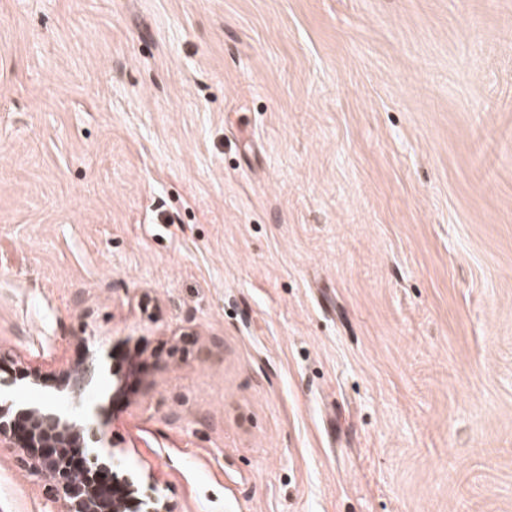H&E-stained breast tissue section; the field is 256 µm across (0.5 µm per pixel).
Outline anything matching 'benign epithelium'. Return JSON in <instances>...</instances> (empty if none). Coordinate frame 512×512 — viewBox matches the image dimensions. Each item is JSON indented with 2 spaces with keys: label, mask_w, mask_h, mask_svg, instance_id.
<instances>
[{
  "label": "benign epithelium",
  "mask_w": 512,
  "mask_h": 512,
  "mask_svg": "<svg viewBox=\"0 0 512 512\" xmlns=\"http://www.w3.org/2000/svg\"><path fill=\"white\" fill-rule=\"evenodd\" d=\"M95 367L87 362L60 375L58 390L81 398ZM18 446L30 475L48 482L49 498L61 512H171L157 478L134 479L111 468L114 451L90 422L24 408L0 396V448ZM83 458L82 470L68 465L69 449Z\"/></svg>",
  "instance_id": "7a95c632"
}]
</instances>
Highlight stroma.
<instances>
[{"mask_svg": "<svg viewBox=\"0 0 512 512\" xmlns=\"http://www.w3.org/2000/svg\"><path fill=\"white\" fill-rule=\"evenodd\" d=\"M0 353L173 512H512V0H0ZM94 372L95 367L92 362H86L73 369L64 370L60 375L61 380L57 389L66 392L75 399H79L92 381Z\"/></svg>", "mask_w": 512, "mask_h": 512, "instance_id": "1", "label": "stroma"}]
</instances>
